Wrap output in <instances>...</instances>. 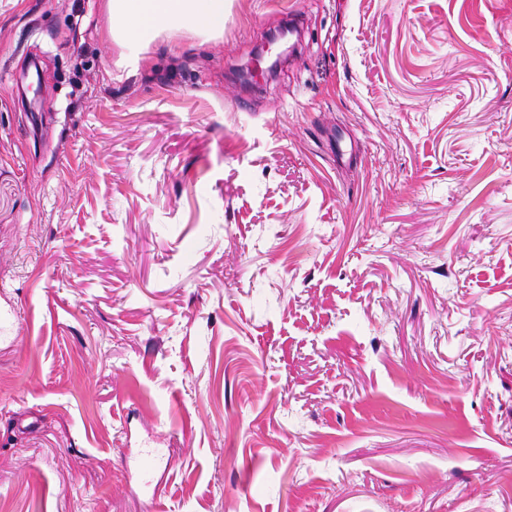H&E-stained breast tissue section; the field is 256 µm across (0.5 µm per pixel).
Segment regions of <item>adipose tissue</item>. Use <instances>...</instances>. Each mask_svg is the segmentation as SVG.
Listing matches in <instances>:
<instances>
[{"mask_svg":"<svg viewBox=\"0 0 512 512\" xmlns=\"http://www.w3.org/2000/svg\"><path fill=\"white\" fill-rule=\"evenodd\" d=\"M107 8L113 35L129 43L172 28L206 34L224 28V0H108Z\"/></svg>","mask_w":512,"mask_h":512,"instance_id":"ef3b65f1","label":"adipose tissue"}]
</instances>
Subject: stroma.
I'll list each match as a JSON object with an SVG mask.
<instances>
[{
    "label": "stroma",
    "instance_id": "stroma-1",
    "mask_svg": "<svg viewBox=\"0 0 512 512\" xmlns=\"http://www.w3.org/2000/svg\"><path fill=\"white\" fill-rule=\"evenodd\" d=\"M282 71L233 79L291 17ZM0 0V512H512V0ZM111 36L141 42L158 31L191 27L202 33L224 29V0H109ZM169 456L161 454L157 448H144L135 462L137 474L145 488L151 503L157 502L160 485L154 484L152 477L158 471L166 472L172 468Z\"/></svg>",
    "mask_w": 512,
    "mask_h": 512
}]
</instances>
